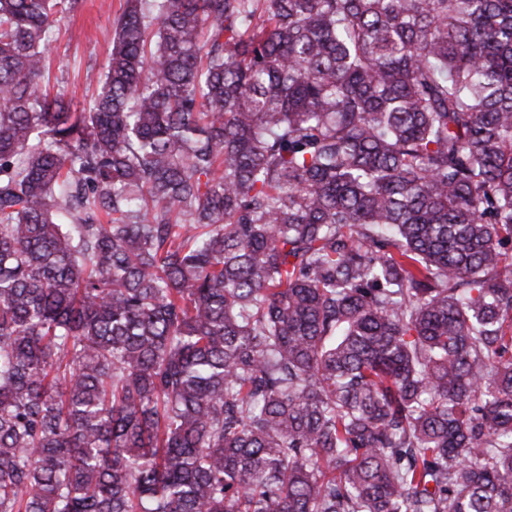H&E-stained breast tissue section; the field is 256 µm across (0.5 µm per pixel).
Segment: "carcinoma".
<instances>
[{
  "mask_svg": "<svg viewBox=\"0 0 512 512\" xmlns=\"http://www.w3.org/2000/svg\"><path fill=\"white\" fill-rule=\"evenodd\" d=\"M0 0V512H512V0ZM71 20L52 35L51 85L80 112L97 90L111 50L110 32L125 0H81Z\"/></svg>",
  "mask_w": 512,
  "mask_h": 512,
  "instance_id": "cac0c4a2",
  "label": "carcinoma"
}]
</instances>
